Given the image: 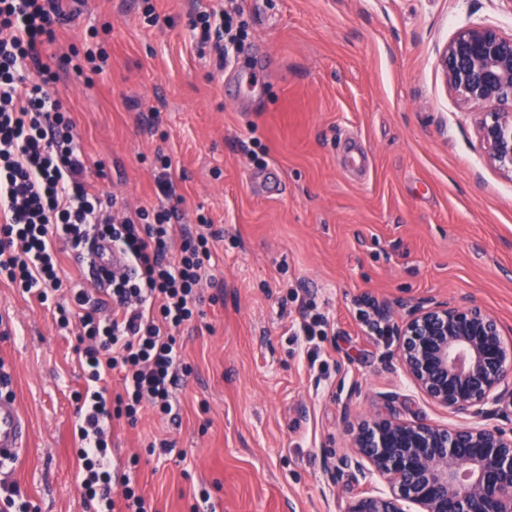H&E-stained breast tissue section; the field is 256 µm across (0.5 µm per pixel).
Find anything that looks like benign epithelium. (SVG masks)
<instances>
[{
	"label": "benign epithelium",
	"instance_id": "benign-epithelium-1",
	"mask_svg": "<svg viewBox=\"0 0 512 512\" xmlns=\"http://www.w3.org/2000/svg\"><path fill=\"white\" fill-rule=\"evenodd\" d=\"M448 90L479 111L489 161L512 173V34L489 24L458 30L439 56ZM397 357L433 402L472 422L454 429L375 415L350 424L340 465L387 490L346 512H512V432L491 423L512 401V351L501 322L465 297L422 300L396 326Z\"/></svg>",
	"mask_w": 512,
	"mask_h": 512
}]
</instances>
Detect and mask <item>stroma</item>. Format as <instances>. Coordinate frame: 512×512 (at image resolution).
<instances>
[{
  "label": "stroma",
  "instance_id": "35a3bbf8",
  "mask_svg": "<svg viewBox=\"0 0 512 512\" xmlns=\"http://www.w3.org/2000/svg\"><path fill=\"white\" fill-rule=\"evenodd\" d=\"M194 1L85 0L42 49L82 149L102 165L89 181L130 215L160 203L164 148L182 223L203 215L224 231L202 313L178 337L192 371L173 411L114 420L111 465L153 512H344L365 487L383 488L326 469L349 450L348 416L461 422L404 374L380 308L467 296L512 333V178L488 163L438 62L462 27L512 34V10L198 0L242 11L243 49L220 70L195 48ZM93 44L108 54L102 72L66 69ZM318 312L323 374L291 336ZM76 345L53 304L0 279V367L31 426L26 449L0 465V490L17 488L28 512L98 508L81 485ZM163 439L171 452H150ZM157 161L160 163L161 172L157 178V187L160 191L161 195L168 200L175 199L177 202L182 201V197L176 193L177 187L173 180L171 179V175L168 170L171 167V160L168 155L164 153L161 148H158L157 152Z\"/></svg>",
  "mask_w": 512,
  "mask_h": 512
}]
</instances>
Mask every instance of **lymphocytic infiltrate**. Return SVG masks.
Wrapping results in <instances>:
<instances>
[{
	"label": "lymphocytic infiltrate",
	"instance_id": "1",
	"mask_svg": "<svg viewBox=\"0 0 512 512\" xmlns=\"http://www.w3.org/2000/svg\"><path fill=\"white\" fill-rule=\"evenodd\" d=\"M62 3L0 0V276L43 304L60 295V327L73 320L80 326L79 360L92 384L78 426L86 496L106 512H152L127 476L107 469V430L115 418L136 422L144 407L171 413L173 391L189 371L177 335L200 313L209 242L221 233L205 219L178 226L165 153L157 155V187L166 202L135 217L118 218L115 197L87 182L89 159L74 121L49 90L58 76L41 55L58 27L77 15ZM193 27L199 46L212 47L221 65L243 42V24L221 10L199 11ZM58 241L78 257L105 241L125 258L106 282L108 317L86 289L64 287ZM115 371L124 392L112 399L104 381Z\"/></svg>",
	"mask_w": 512,
	"mask_h": 512
}]
</instances>
